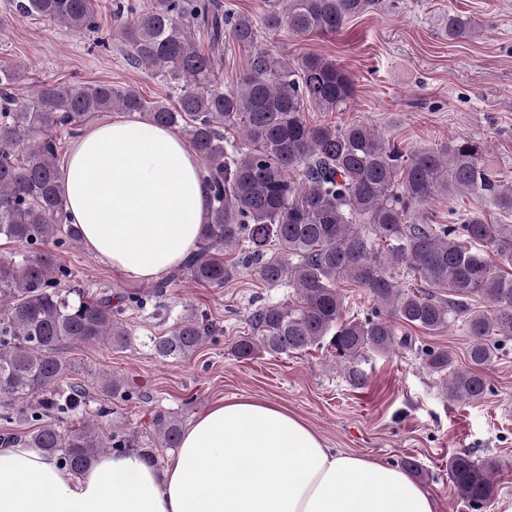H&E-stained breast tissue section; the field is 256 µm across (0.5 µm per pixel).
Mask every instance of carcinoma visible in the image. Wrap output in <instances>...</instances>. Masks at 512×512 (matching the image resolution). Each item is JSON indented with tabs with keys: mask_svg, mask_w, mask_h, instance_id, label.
<instances>
[{
	"mask_svg": "<svg viewBox=\"0 0 512 512\" xmlns=\"http://www.w3.org/2000/svg\"><path fill=\"white\" fill-rule=\"evenodd\" d=\"M263 3L267 30L286 26L300 36L335 33L377 0ZM12 8L19 18L37 16L74 33L96 29L94 0H12ZM112 18L129 62L164 78L177 105L109 83H43L22 98L14 93L18 66L0 65V238L27 248L19 261H0V420L34 424L1 434V446L39 448L79 474L106 450H137L154 463L155 449L180 445L183 420L168 412L154 415V438L145 444L122 432L104 438L90 423L61 426L86 406L81 385L61 387L63 346L131 347L125 315L145 304L138 293L84 291L44 249L82 241L59 188L58 138L112 111L143 112L176 130L199 158L208 189L197 250L155 284L154 296L184 280L221 288L248 269L270 287L293 289L292 299L254 309L250 333L233 343L237 357L325 344L348 380L363 386L365 352L411 345L398 325L437 331L457 321L470 336L466 367L431 346L418 349L422 365L444 378L453 401L474 402L492 390L486 371L500 342L512 338V184L490 170L484 142L450 138L436 150L409 153L365 124L309 123L310 102L326 112L351 103L350 76L320 54L286 60L257 47L256 19L221 0H149L132 16L118 0ZM199 31L206 52L195 44ZM473 33L470 20L448 14L449 41ZM228 41L249 60L226 90L219 70ZM441 192L489 197L501 220L493 224L474 208L457 224H436L425 205ZM340 280L369 292L371 314L345 317ZM478 299L489 308H474ZM217 332L207 314L191 311L150 338L151 348L161 359H183ZM100 390L121 401L130 396L117 376L105 377ZM493 469L466 453L448 461L449 479L473 512L491 506Z\"/></svg>",
	"mask_w": 512,
	"mask_h": 512,
	"instance_id": "1",
	"label": "carcinoma"
}]
</instances>
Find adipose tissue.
I'll return each instance as SVG.
<instances>
[{"label": "adipose tissue", "instance_id": "1", "mask_svg": "<svg viewBox=\"0 0 512 512\" xmlns=\"http://www.w3.org/2000/svg\"><path fill=\"white\" fill-rule=\"evenodd\" d=\"M60 191L84 244L145 281L199 242L207 191L173 129L125 118L77 137ZM0 512H438L403 469L328 448L278 403L232 397L184 431L159 470L137 453L75 475L40 449L0 448Z\"/></svg>", "mask_w": 512, "mask_h": 512}]
</instances>
